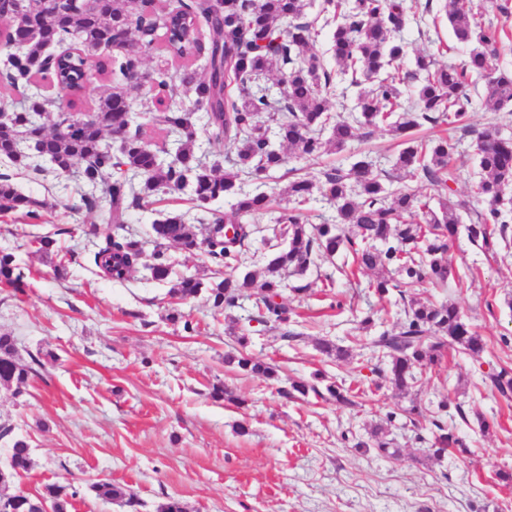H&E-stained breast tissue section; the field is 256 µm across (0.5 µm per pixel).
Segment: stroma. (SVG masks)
<instances>
[{
    "instance_id": "1",
    "label": "stroma",
    "mask_w": 512,
    "mask_h": 512,
    "mask_svg": "<svg viewBox=\"0 0 512 512\" xmlns=\"http://www.w3.org/2000/svg\"><path fill=\"white\" fill-rule=\"evenodd\" d=\"M412 3L415 14L431 10L438 25L407 24L401 74L414 72L419 52L443 65L460 64L468 49L453 35L445 0ZM468 90V131L452 132L444 124L421 130L459 139L451 184L459 200L468 199L478 178L477 131L494 126L512 135V106L488 111L481 78H473ZM396 152V140L380 127L318 160L289 158L273 180L282 190L295 178L364 155L388 171ZM0 174L45 204L36 220L22 210L0 213V249L29 266L23 292L0 285V334L15 338L20 357L45 355L39 377L22 390L0 387V422L12 423L32 448V468L16 480L17 488L34 493L48 484L71 486L77 491L73 512H130L95 498L89 486L101 479L129 486L140 501L137 512H156L169 496L179 497L189 512H512V400L482 381L489 368L512 366V248L491 257L463 232L451 242L447 284L424 288L423 295L454 301L486 351L478 361L452 351L441 365L416 368L418 396L379 381L370 336L358 328L367 312L377 329L395 327L403 307L398 292L381 297L369 289L368 276H346L340 255L308 270V293L282 297L302 340L287 343L265 330L256 320L255 299L234 309L252 338L249 354L279 368L278 379L264 380L225 365L235 342L206 297L173 299L167 285L144 281L138 270L121 283L97 274L91 255L112 232L104 211H72L54 174L37 176L12 165H1ZM194 211L189 192L175 193L130 210L127 226L149 253L154 219ZM53 231L56 251L27 255L30 234ZM65 248L75 249L77 260L57 279L53 267ZM327 275L329 288L322 284ZM172 310L197 324V333L167 321ZM320 339L350 347L351 358L338 362L322 354ZM318 370L337 381L358 380L356 406L281 395L287 379L307 380ZM218 384L233 392L234 401L213 397ZM443 399L450 407L446 422L467 448L437 459L429 452L431 421ZM414 400L423 408L419 423L388 425L394 455L352 447V438L367 442L388 411ZM481 416L492 423L489 434L479 430ZM242 422L248 434H238Z\"/></svg>"
}]
</instances>
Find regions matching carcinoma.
<instances>
[{
  "label": "carcinoma",
  "instance_id": "obj_1",
  "mask_svg": "<svg viewBox=\"0 0 512 512\" xmlns=\"http://www.w3.org/2000/svg\"><path fill=\"white\" fill-rule=\"evenodd\" d=\"M21 13L35 15V30L0 18V83L12 89L26 84L24 107L11 110L0 105V161L29 167L40 173L41 162L50 163L56 177H65L77 164H83L81 181L74 186L80 205L87 209L103 207L118 230L125 229L127 212L160 194L190 190L196 203L193 219L184 214H167L152 221L158 241L154 251L145 254L135 236L110 235L93 252V262L107 271L110 280L123 282L137 268L148 281L169 285L168 294L181 301L206 294L216 313H225L228 334L235 337L236 352L225 356V363L267 379L276 376L274 367L255 360L247 352L251 336L237 331V320L229 311L255 291L260 295L255 320L280 331V338L296 341L303 333L288 329V307L279 302L284 274L304 275L321 257L343 253L351 257V267L360 273L381 271L369 283L376 293L391 289L407 299L404 319L396 328L383 330L371 339L373 352L381 355L382 365L372 373L394 389L409 391L416 386L414 369L433 366L449 350L463 352L480 361L485 342L463 319L460 308L447 301H431L414 289L427 283L444 285L451 270L448 243L459 227L469 240L490 252L507 244V205L512 198L503 191L512 185V139L495 128L477 135L478 180L474 197L483 205L477 220L461 225V200L439 196L437 204L420 193L394 192L387 187L390 175L374 169L363 158L350 168L336 166L314 179L299 178L288 184V197L298 207L281 206L276 188L270 185L272 173L288 159L283 149L306 160H315L326 146L343 149L362 129L386 126L402 138L394 170L418 178L436 190L449 189L455 180L453 166L457 140L446 136L418 139L410 132L426 124L454 125L464 120L471 98L469 77L484 80V105L497 111L512 102V72L490 66V58L508 37L507 31L484 20L474 7L458 6L446 12L457 42L473 48L459 65H438L429 55L415 56L414 77L418 79L413 96L415 105H402L404 80L399 62L406 56V44L395 38L411 9L406 0H325L314 20L306 19L307 0H217L206 6L191 2L167 13L148 9L145 0H112V6L91 7L73 0H20ZM202 15L211 24L209 31L224 34V59L228 67L209 69L204 76L185 66L170 70L160 67L148 72L146 84L155 115L173 138L174 154L163 158L143 140L141 125L129 105L128 90L139 88L128 74L142 67V56L155 43L186 63L200 55L215 57L218 45L203 46L198 40L195 18ZM332 33L331 51L336 72L328 71L323 59L313 51L316 27ZM125 30L121 48L112 50L111 29ZM75 47L65 53H50L54 46ZM100 57L101 72L109 76L112 88L99 99L97 109L83 112L78 104L84 97V58ZM50 75L57 96H43L32 84L34 75ZM234 85L235 97H220L219 83ZM347 82L358 87L364 82L371 89L358 94V112L344 117L329 112V97L335 85ZM184 90L193 95L190 106L177 107L176 96ZM56 120L49 129L42 122L49 109ZM267 120L262 122V115ZM127 130L129 134L112 146L109 138ZM330 133L324 137V133ZM235 147L236 158L224 173L202 162L207 154L218 155L224 145ZM227 201L228 210L219 216L209 208L218 199ZM326 200L336 207L338 224H310L303 206ZM46 203L17 191L0 176V212L28 207L32 218ZM270 215L279 227L285 247L272 253L263 267H242L245 247L254 229L247 217ZM420 216L416 223L403 222L404 215ZM205 225L198 235L194 225ZM235 225L233 238L224 236V225ZM175 244L188 253L200 252L224 267V277L204 283L194 275H178L163 250ZM25 267L11 252L0 251V284L19 289L25 286ZM413 290L411 296L406 291ZM316 347L338 361L351 357L350 350L321 339ZM20 360L14 337L0 335V386H25L40 374L39 355ZM326 375L317 370L312 380H293L290 389L302 396L309 393L329 396L339 404H351L359 387L331 382L320 390ZM482 381L500 398H512V368L501 366L484 373ZM436 428L433 456L440 458L450 448L466 444L440 419ZM0 442L9 445L8 466L0 470V484L8 486L32 465L30 444L15 434L8 422L0 423ZM90 491L104 503L118 502L130 508L140 505L126 486L98 480ZM77 492L50 485L43 493H0V512H70Z\"/></svg>",
  "mask_w": 512,
  "mask_h": 512
}]
</instances>
